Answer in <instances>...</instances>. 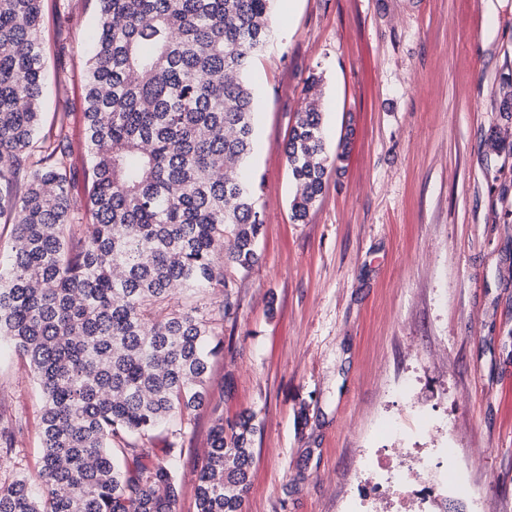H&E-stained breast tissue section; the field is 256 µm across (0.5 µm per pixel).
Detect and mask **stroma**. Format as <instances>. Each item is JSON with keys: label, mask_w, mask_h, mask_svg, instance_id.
<instances>
[{"label": "stroma", "mask_w": 512, "mask_h": 512, "mask_svg": "<svg viewBox=\"0 0 512 512\" xmlns=\"http://www.w3.org/2000/svg\"><path fill=\"white\" fill-rule=\"evenodd\" d=\"M98 0H44V124L65 113L84 197L85 74ZM248 80L258 262L225 266L210 404L151 441L196 512L217 417L253 412L243 512H512V155L493 93L512 79V0H275ZM328 155L305 220L284 153L310 75ZM43 395L0 348V485L35 474ZM429 468L402 498L394 475Z\"/></svg>", "instance_id": "1"}]
</instances>
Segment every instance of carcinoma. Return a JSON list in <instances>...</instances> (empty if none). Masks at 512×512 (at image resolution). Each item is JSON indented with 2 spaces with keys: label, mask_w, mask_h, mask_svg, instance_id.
Listing matches in <instances>:
<instances>
[{
  "label": "carcinoma",
  "mask_w": 512,
  "mask_h": 512,
  "mask_svg": "<svg viewBox=\"0 0 512 512\" xmlns=\"http://www.w3.org/2000/svg\"><path fill=\"white\" fill-rule=\"evenodd\" d=\"M98 2L82 201L64 122L40 132L42 0H0V224L13 228L0 340L44 397L39 470L0 486V512H175L174 465L153 458L152 433L208 404L215 318L198 297L229 287L217 256L258 261L263 221L240 177L254 138L245 76L274 0ZM318 84L285 145L296 221L326 186ZM256 433L251 414L217 420L197 512H242Z\"/></svg>",
  "instance_id": "1"
}]
</instances>
